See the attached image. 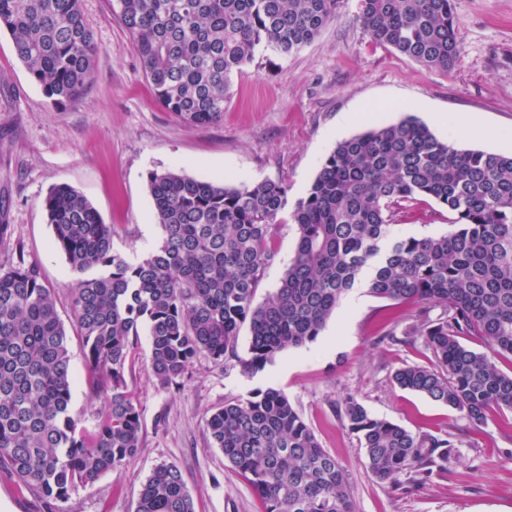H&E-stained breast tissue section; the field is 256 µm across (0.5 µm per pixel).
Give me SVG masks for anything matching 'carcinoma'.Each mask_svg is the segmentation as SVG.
<instances>
[{"label": "carcinoma", "instance_id": "carcinoma-1", "mask_svg": "<svg viewBox=\"0 0 512 512\" xmlns=\"http://www.w3.org/2000/svg\"><path fill=\"white\" fill-rule=\"evenodd\" d=\"M116 2L158 103L190 125L223 118L232 77L257 51L298 52L340 7V0ZM356 20L371 42L430 68L449 69L461 54L452 0H360ZM2 29L53 104L92 83L96 44L82 0H0ZM148 182L162 235L138 261L114 249L112 225L73 187L58 185L43 200L74 276L86 385L104 398L92 429L70 411L67 332L38 268L21 260L0 274V472L57 512L78 487L140 452L141 412L126 381L140 331L163 385L177 383L200 354L216 363L235 356L245 325L248 357L240 363L255 372L316 341L363 279L375 297L411 308L415 333L438 363L400 367L398 387L474 424L492 407L512 410V374L493 361L512 356V154L458 149L412 116L337 143L290 213L294 256L260 304L286 187L228 186L173 170L152 171ZM428 199L448 210V231L396 233L399 210ZM434 307L442 309L435 319ZM472 335L488 353L461 342ZM340 415L381 482L395 486L404 473L448 460L450 440L416 436L353 397ZM207 426L263 512H354L343 467L280 390L227 402ZM135 512H195L180 471L156 467Z\"/></svg>", "mask_w": 512, "mask_h": 512}]
</instances>
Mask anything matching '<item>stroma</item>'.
<instances>
[{
	"label": "stroma",
	"mask_w": 512,
	"mask_h": 512,
	"mask_svg": "<svg viewBox=\"0 0 512 512\" xmlns=\"http://www.w3.org/2000/svg\"><path fill=\"white\" fill-rule=\"evenodd\" d=\"M82 7L98 47L94 77L63 107L45 97L10 34L0 32V273L22 260L37 265L52 289L69 336L71 411L85 425H92L102 400L85 384L68 263L42 207L53 187L67 184L82 193L112 225L115 249L133 260L160 240L152 171L230 186L279 182L292 205L307 194L338 142L408 115L457 148L512 153V0H453L462 53L448 71L370 42L356 21L359 0H342L336 20L299 52L256 54L234 76L223 120L204 126L178 121L157 102L111 0H82ZM442 114L494 128L498 137L455 134L439 122ZM396 222L403 235L440 234L448 212L430 200L404 209ZM296 239L295 224L281 212L272 237L276 258L256 302L277 287ZM414 326L409 308H390L362 285L314 344L251 373L240 364L249 345L244 328L236 357L221 364L198 357L169 386L155 378L149 339L139 335L126 379L142 411V450L79 487L65 512H135L143 483L160 464L181 472L196 512H260L250 485L214 444L207 420L225 402L270 386L288 397L342 463L355 512H512V411L491 408L476 425L459 410L396 386L397 368L437 365ZM349 397L414 434L450 438L454 448L443 469L419 482L409 474L397 486L379 482L357 436L342 424L340 406Z\"/></svg>",
	"instance_id": "obj_1"
}]
</instances>
